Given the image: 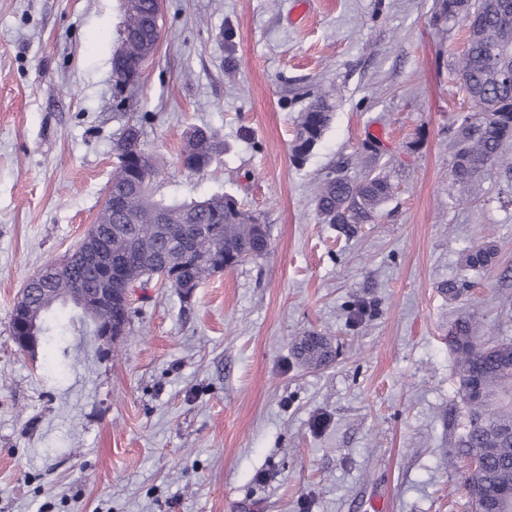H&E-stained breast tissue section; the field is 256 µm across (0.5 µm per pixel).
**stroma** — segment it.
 I'll list each match as a JSON object with an SVG mask.
<instances>
[{"mask_svg":"<svg viewBox=\"0 0 512 512\" xmlns=\"http://www.w3.org/2000/svg\"><path fill=\"white\" fill-rule=\"evenodd\" d=\"M437 0H163L161 39L118 105L119 0H0V512H470L448 329L512 337V176L457 202L453 140L472 108L466 29ZM332 120L291 159L301 112ZM157 156L156 197L229 194L270 226L263 258L191 297L153 283L112 345L70 308L64 340L20 350L27 280L94 224L129 124ZM224 137L190 175L187 133ZM381 169L393 194L347 237L314 195ZM497 255L452 302L472 247ZM327 337L323 368L293 355Z\"/></svg>","mask_w":512,"mask_h":512,"instance_id":"1","label":"stroma"}]
</instances>
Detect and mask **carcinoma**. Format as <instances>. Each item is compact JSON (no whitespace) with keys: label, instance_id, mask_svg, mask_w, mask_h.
I'll return each mask as SVG.
<instances>
[{"label":"carcinoma","instance_id":"cac0c4a2","mask_svg":"<svg viewBox=\"0 0 512 512\" xmlns=\"http://www.w3.org/2000/svg\"><path fill=\"white\" fill-rule=\"evenodd\" d=\"M155 0H139L137 11L124 18L122 59L112 60L115 94L120 101L132 99L137 86L123 84L122 73L149 60L161 37L156 21ZM438 18L460 21L476 30L469 47L458 61V76L475 113L474 122L455 135L452 155L454 181L468 187L484 169L506 166L512 157L506 146L512 142V84L497 77L491 64L492 49L500 46L512 30V0H502L497 8L490 0H440ZM331 120L325 96H319L301 113L292 157L304 160L321 140ZM117 167L108 193L112 207H103L96 230L105 236L112 252L128 258L127 280L145 288L153 278L180 291L188 278L203 279L268 254L271 248L269 225L241 206L229 195H212L183 201L156 200L153 182L161 175L157 160L140 144V129L127 126L114 145ZM224 153V139L214 129L190 132L181 148L183 168L197 173L208 168ZM393 193L382 172L361 178L327 175L316 195V211L325 224L336 225L346 235L360 224L375 223L381 205ZM157 209L167 211L168 220L153 219ZM496 252L487 242L463 257L466 270L487 266ZM94 269L73 261L72 271L56 279H32L27 284L31 313L42 320L43 336H62L66 325L53 316L69 303L76 292L92 286ZM470 282L457 277L441 286L451 300L469 291ZM131 309L120 298L112 311H86V321L129 322ZM449 343L457 355L456 375L470 429L459 441L458 453L468 460L464 486L473 512H512V339L482 343L475 336L470 318H458L448 331ZM294 354L308 368H319L332 360V350L323 336L300 337Z\"/></svg>","mask_w":512,"mask_h":512}]
</instances>
